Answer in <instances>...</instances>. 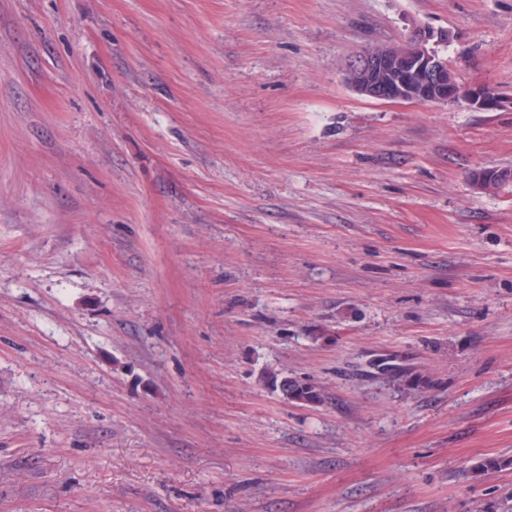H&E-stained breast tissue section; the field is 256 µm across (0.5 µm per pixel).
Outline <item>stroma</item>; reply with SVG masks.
<instances>
[{
  "instance_id": "obj_1",
  "label": "stroma",
  "mask_w": 512,
  "mask_h": 512,
  "mask_svg": "<svg viewBox=\"0 0 512 512\" xmlns=\"http://www.w3.org/2000/svg\"><path fill=\"white\" fill-rule=\"evenodd\" d=\"M503 168L512 0H0V512H512ZM408 42H394L345 61L347 84L357 95L384 102L454 103L464 100L476 110L493 111L501 95L486 86L465 87L457 82L448 61L428 47L433 37L420 25L410 28ZM495 93L497 95L492 94ZM274 384L277 389L279 388L282 395L290 401L315 404L320 403L322 400L320 389L312 383L296 378L283 377L279 383L276 379Z\"/></svg>"
}]
</instances>
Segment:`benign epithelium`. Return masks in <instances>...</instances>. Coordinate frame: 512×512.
<instances>
[{"label":"benign epithelium","instance_id":"1","mask_svg":"<svg viewBox=\"0 0 512 512\" xmlns=\"http://www.w3.org/2000/svg\"><path fill=\"white\" fill-rule=\"evenodd\" d=\"M408 42H394L345 61L348 86L357 95L384 102L454 103L465 101L476 110L493 111L498 96L486 86L448 85V61L428 47L433 37L414 24Z\"/></svg>","mask_w":512,"mask_h":512}]
</instances>
